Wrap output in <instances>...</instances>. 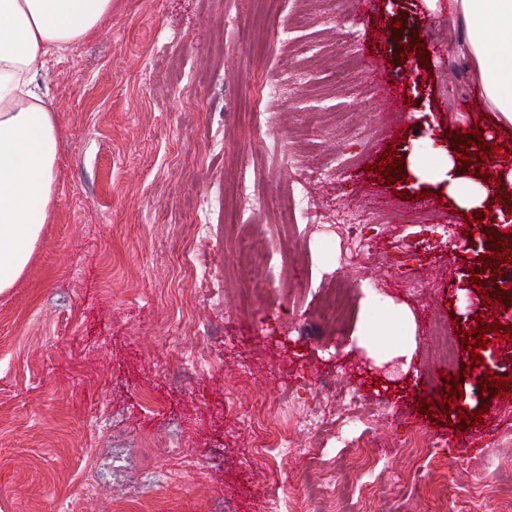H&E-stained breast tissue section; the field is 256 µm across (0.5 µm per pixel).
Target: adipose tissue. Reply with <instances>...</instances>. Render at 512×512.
Here are the masks:
<instances>
[{
  "label": "adipose tissue",
  "instance_id": "adipose-tissue-1",
  "mask_svg": "<svg viewBox=\"0 0 512 512\" xmlns=\"http://www.w3.org/2000/svg\"><path fill=\"white\" fill-rule=\"evenodd\" d=\"M463 24L487 110L512 124V0H448ZM112 11V0H0V293L24 274L57 201L58 131L33 77L46 58L68 53ZM419 177L435 172L461 212L484 208L493 186L464 175L443 150L411 159Z\"/></svg>",
  "mask_w": 512,
  "mask_h": 512
}]
</instances>
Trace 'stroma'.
<instances>
[{
	"mask_svg": "<svg viewBox=\"0 0 512 512\" xmlns=\"http://www.w3.org/2000/svg\"><path fill=\"white\" fill-rule=\"evenodd\" d=\"M415 34L424 60L398 62ZM463 37L426 0H112L94 34L39 69L58 199L0 294V512H512V427L459 430L445 378L473 412L481 386L462 374L469 351L446 367L428 332L480 328L482 312L512 328V309L461 286L482 236L451 198L421 208L440 183L365 172L389 148L403 162L458 153L449 129L475 124L512 152ZM375 67L406 106L387 108ZM317 158L328 169L301 186ZM348 209L378 246L409 245L423 289L351 258L336 220ZM243 238L266 269L243 262ZM338 287L344 314L317 329ZM387 299L414 316L407 371L357 344L366 307ZM344 390L379 408L371 427L334 419ZM315 411L331 423L293 430ZM264 431L292 450L255 455ZM419 431L450 454L415 447Z\"/></svg>",
	"mask_w": 512,
	"mask_h": 512,
	"instance_id": "obj_1",
	"label": "stroma"
}]
</instances>
